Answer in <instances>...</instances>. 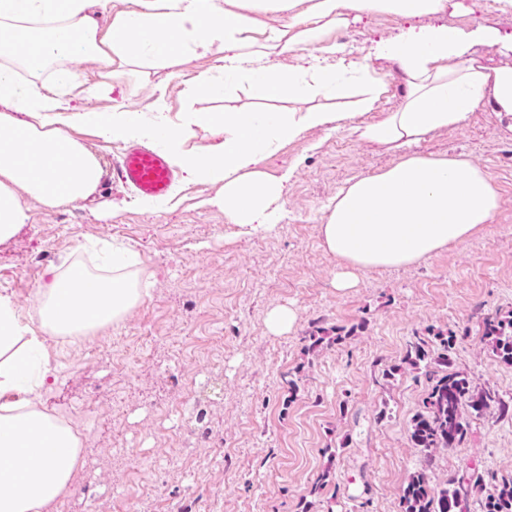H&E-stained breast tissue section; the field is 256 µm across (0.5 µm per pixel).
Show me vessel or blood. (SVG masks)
I'll use <instances>...</instances> for the list:
<instances>
[{
  "instance_id": "1",
  "label": "vessel or blood",
  "mask_w": 512,
  "mask_h": 512,
  "mask_svg": "<svg viewBox=\"0 0 512 512\" xmlns=\"http://www.w3.org/2000/svg\"><path fill=\"white\" fill-rule=\"evenodd\" d=\"M114 170L125 185L155 201L168 196L175 180V170L168 156L154 146H129L115 162Z\"/></svg>"
}]
</instances>
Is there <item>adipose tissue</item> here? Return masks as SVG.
<instances>
[{
    "instance_id": "adipose-tissue-1",
    "label": "adipose tissue",
    "mask_w": 512,
    "mask_h": 512,
    "mask_svg": "<svg viewBox=\"0 0 512 512\" xmlns=\"http://www.w3.org/2000/svg\"><path fill=\"white\" fill-rule=\"evenodd\" d=\"M450 0H137L133 10L101 32L97 13L112 0H0V242L32 221L30 202L48 210L88 199L103 174L97 158L70 129L64 99L77 75L74 58L93 60L106 78L116 61L135 55L176 60L217 54L216 65L189 91L213 94L225 82L245 81L264 98H333L358 85L356 108L371 111L385 90L375 70L345 62L332 43L350 20L392 15L407 25L378 42L375 59L394 65L407 94L396 111L354 126L359 140L400 153V161L361 176L327 207L321 236L335 256L337 289L355 286L360 271L413 265L464 243L491 223L500 198L489 173L462 157L411 153L430 134L461 126L488 105L512 118V62L487 65L483 48L501 43L497 28H451L443 17ZM269 13L284 20L263 27ZM262 38H255V31ZM300 50L294 67L273 65L276 49ZM53 83H46L47 71ZM350 115L310 107L302 112H195L188 123L165 117L145 123L137 110L114 108L95 123L102 140L158 138L193 180L221 187L215 203L232 223L272 231L280 216L287 176L272 177L263 163L308 129L344 127ZM217 129L209 152L183 145L192 126ZM108 271L72 262L52 268L37 289L30 321L0 296V512H53L70 490L82 461V443L67 423L42 409L39 393L55 378L48 342L78 339L123 322L150 291L136 253L113 246Z\"/></svg>"
}]
</instances>
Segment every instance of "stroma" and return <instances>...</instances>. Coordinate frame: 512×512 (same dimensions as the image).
<instances>
[{
  "instance_id": "stroma-1",
  "label": "stroma",
  "mask_w": 512,
  "mask_h": 512,
  "mask_svg": "<svg viewBox=\"0 0 512 512\" xmlns=\"http://www.w3.org/2000/svg\"><path fill=\"white\" fill-rule=\"evenodd\" d=\"M458 2L463 11L449 23L488 21L512 34V6ZM400 25L378 16L333 35L386 83L366 120L404 101L397 73L370 54ZM213 63L210 55L137 58L124 65L121 85L88 99L85 88L101 77L93 61L75 60L68 101L105 120L113 105L146 114L161 98L176 124L193 111H263V96L247 83L189 96V83ZM73 133L99 158L101 183L66 208L31 203V223L0 243V294L28 311L45 271L69 264L88 240L130 246L155 279L124 322L50 344L55 380L40 403L75 422L90 458L62 512H402V488L420 463L407 429L429 383L411 371L383 372L429 328L457 333L450 370L512 401V367L481 339L484 317L512 310V125L491 107L413 150L485 169L501 198L492 223L420 263L361 272L344 291L333 285L337 262L321 241L326 207L348 181L395 164L398 153L344 128L307 130L265 163L268 175L289 176L280 222L248 234L213 206L219 185L179 177L167 200L143 199L114 176L123 142L102 141L80 121ZM278 306L294 310L295 321L275 335L266 319ZM332 326L350 338L305 352V336ZM331 456L335 478L317 487ZM469 467L512 480V418L494 409L471 418L465 442L438 453L435 478Z\"/></svg>"
}]
</instances>
